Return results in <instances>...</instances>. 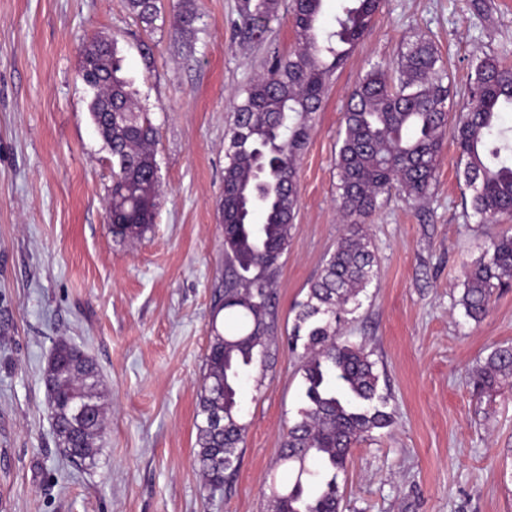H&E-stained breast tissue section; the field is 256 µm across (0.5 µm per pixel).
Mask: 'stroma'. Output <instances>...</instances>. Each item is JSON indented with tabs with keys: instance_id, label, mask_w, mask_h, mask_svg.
<instances>
[{
	"instance_id": "obj_1",
	"label": "stroma",
	"mask_w": 512,
	"mask_h": 512,
	"mask_svg": "<svg viewBox=\"0 0 512 512\" xmlns=\"http://www.w3.org/2000/svg\"><path fill=\"white\" fill-rule=\"evenodd\" d=\"M238 0H161L152 24L127 0H0V512H268L283 434L304 405L285 342L296 303L344 232L334 158L349 91L412 36L431 38L462 105L476 58L512 67V0H382L331 76L298 160L300 203L275 284L281 344L242 389L246 425L231 485L195 465L199 379L224 274V148L232 94L296 46L290 0L263 39L235 31ZM192 12L191 23L180 16ZM112 40L156 128L161 195L151 228L113 240L112 156L93 123L82 49ZM452 139L421 205L392 192L364 231L377 276L340 334L365 344L390 428L354 447L343 512H512V379L478 393L473 369L512 343V287L487 316L458 300L468 264L512 217L480 223ZM96 363L105 394L101 452L68 463L43 381L59 340Z\"/></svg>"
}]
</instances>
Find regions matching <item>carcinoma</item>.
Here are the masks:
<instances>
[{
    "instance_id": "cac0c4a2",
    "label": "carcinoma",
    "mask_w": 512,
    "mask_h": 512,
    "mask_svg": "<svg viewBox=\"0 0 512 512\" xmlns=\"http://www.w3.org/2000/svg\"><path fill=\"white\" fill-rule=\"evenodd\" d=\"M381 0H348L335 24L319 35L323 0H291L297 47L277 56L266 73L232 99L224 166V277L217 285L209 347L196 415V464L206 484L224 485L241 461L240 380L262 383L269 367L276 313L274 283L299 207L297 160L307 144L332 73L363 38ZM141 21L153 22L157 0H128ZM279 0H238L237 33L251 42L266 30ZM83 76L94 89L91 112L112 155V238L139 239L154 223L158 199L155 128L136 110L132 82L120 75L114 44L83 50ZM447 70L428 39L404 43L393 74L374 67L348 94L336 154V204L345 232L297 305L288 349L299 354L305 407L288 425L280 465L293 474L272 489L270 512H340V476L354 445L388 428L392 416L378 392L371 352L341 339L339 328L376 276L377 261L362 225L392 190L413 203L430 195L446 134L456 144L483 222L512 215V134L498 126L512 108V67L477 60L468 101L452 114ZM512 285V235L492 241L468 268L459 304L479 322L496 289ZM229 330L217 325L219 315ZM512 377V345L496 347L471 377L477 390ZM48 411L63 455L93 464L102 437L100 373L66 342L44 371Z\"/></svg>"
}]
</instances>
